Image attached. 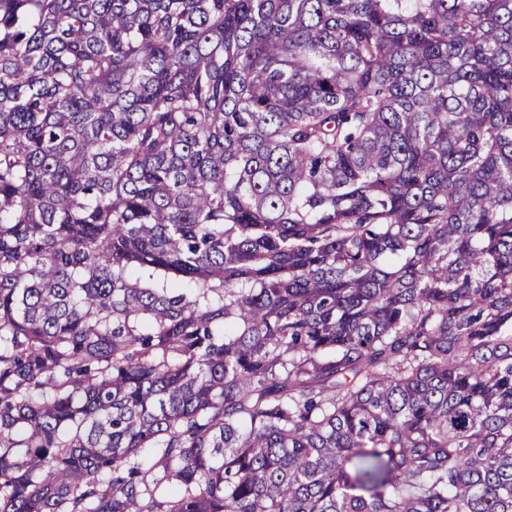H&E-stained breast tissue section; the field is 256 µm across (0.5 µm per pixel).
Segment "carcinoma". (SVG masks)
<instances>
[{
    "label": "carcinoma",
    "instance_id": "carcinoma-1",
    "mask_svg": "<svg viewBox=\"0 0 512 512\" xmlns=\"http://www.w3.org/2000/svg\"><path fill=\"white\" fill-rule=\"evenodd\" d=\"M0 512H512V0H0Z\"/></svg>",
    "mask_w": 512,
    "mask_h": 512
}]
</instances>
